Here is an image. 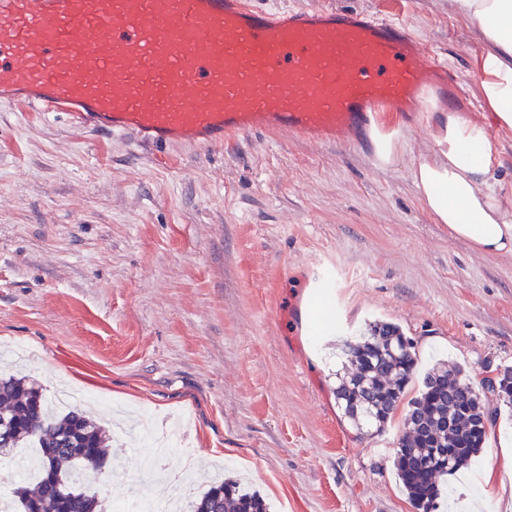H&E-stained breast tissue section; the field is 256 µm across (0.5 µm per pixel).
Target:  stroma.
Returning a JSON list of instances; mask_svg holds the SVG:
<instances>
[{
  "label": "stroma",
  "instance_id": "35a3bbf8",
  "mask_svg": "<svg viewBox=\"0 0 512 512\" xmlns=\"http://www.w3.org/2000/svg\"><path fill=\"white\" fill-rule=\"evenodd\" d=\"M401 17L483 109L478 28L449 0H401ZM395 158L374 141L316 147L251 134L205 148L78 130L64 112L0 108V353L49 402L92 394L109 430L98 494L161 496L183 451L205 478L271 512H415L398 479L405 431L356 427L336 401L344 341L401 327L417 374L448 361L472 382L512 366V255L451 239L410 170L439 148L397 118ZM512 216V130L491 134ZM502 411L481 452L448 476L439 512H512Z\"/></svg>",
  "mask_w": 512,
  "mask_h": 512
}]
</instances>
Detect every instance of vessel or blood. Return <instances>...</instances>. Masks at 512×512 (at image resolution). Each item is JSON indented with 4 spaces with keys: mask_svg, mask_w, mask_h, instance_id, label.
<instances>
[{
    "mask_svg": "<svg viewBox=\"0 0 512 512\" xmlns=\"http://www.w3.org/2000/svg\"><path fill=\"white\" fill-rule=\"evenodd\" d=\"M446 65L394 20L250 0H0V103L144 144L315 145L419 117Z\"/></svg>",
    "mask_w": 512,
    "mask_h": 512,
    "instance_id": "obj_1",
    "label": "vessel or blood"
}]
</instances>
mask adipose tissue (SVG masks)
I'll return each instance as SVG.
<instances>
[{
	"mask_svg": "<svg viewBox=\"0 0 512 512\" xmlns=\"http://www.w3.org/2000/svg\"><path fill=\"white\" fill-rule=\"evenodd\" d=\"M450 5L457 15L477 24L484 47L482 100L501 128L512 129V0H450ZM432 137L440 157L418 161L412 171L430 216L477 253L512 255V219L502 211L486 178L492 153L489 139L457 112L442 114Z\"/></svg>",
	"mask_w": 512,
	"mask_h": 512,
	"instance_id": "obj_1",
	"label": "adipose tissue"
}]
</instances>
